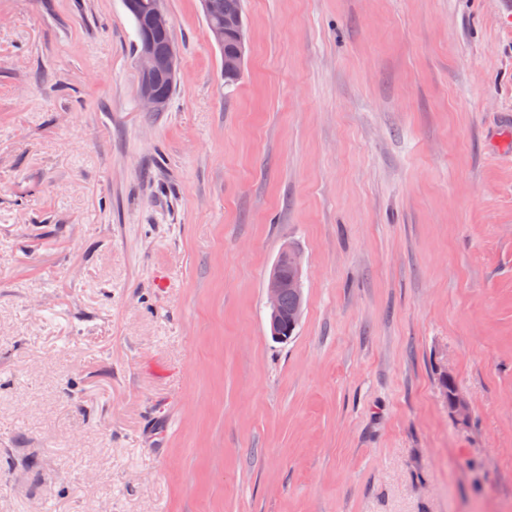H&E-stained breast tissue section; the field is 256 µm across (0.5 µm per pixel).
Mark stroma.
I'll list each match as a JSON object with an SVG mask.
<instances>
[{
  "label": "stroma",
  "mask_w": 512,
  "mask_h": 512,
  "mask_svg": "<svg viewBox=\"0 0 512 512\" xmlns=\"http://www.w3.org/2000/svg\"><path fill=\"white\" fill-rule=\"evenodd\" d=\"M166 7L0 0V512H512V0ZM203 4L204 14L209 18H222L224 15V26L212 29V37L217 46L224 50L227 43H231V50H227L224 55V72L231 75H224V82L227 85L235 83L241 77V69L245 53L246 34L243 21V4L242 0H201ZM225 7L230 10L227 11ZM238 14H235V13ZM205 16V17H206ZM205 18L207 28L211 33L213 25H217V20H209ZM238 71V72H237ZM234 73V74H233ZM170 26L171 19L167 10L159 4H154L148 14L147 22L142 23L140 27L139 43L135 46V54L139 45L136 56L139 77L138 98L141 109L145 112H162L174 92L175 77L169 81H161L155 88V91L166 101L154 91L158 81L173 76L177 72L180 61L179 44L171 40L167 45V34L156 37L153 43L152 32L164 30ZM303 261L301 254L292 246H282L266 282L269 330L274 338L282 336L283 327L295 329L304 311ZM292 296V304L284 306V297ZM443 390L448 399V413L457 420L464 421L469 416V407L466 398L455 384L450 372L443 374Z\"/></svg>",
  "instance_id": "35a3bbf8"
}]
</instances>
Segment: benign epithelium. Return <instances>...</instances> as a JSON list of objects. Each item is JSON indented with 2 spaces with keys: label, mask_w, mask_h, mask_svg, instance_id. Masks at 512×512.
<instances>
[{
  "label": "benign epithelium",
  "mask_w": 512,
  "mask_h": 512,
  "mask_svg": "<svg viewBox=\"0 0 512 512\" xmlns=\"http://www.w3.org/2000/svg\"><path fill=\"white\" fill-rule=\"evenodd\" d=\"M204 14L208 18H224V24L212 29V37L219 47L231 44L224 55V72L233 74L242 65L245 53L246 34L240 15L224 8V0H201ZM171 26L167 10L153 5L148 20L139 31V52L136 66L139 77L138 98L144 112H161L166 101L155 91L156 83L177 72L180 61L179 44L172 40L162 55L154 50L152 32ZM303 261L301 254L292 246H282L277 260L266 282L269 330L273 337H282L283 327L294 329L301 321L304 311ZM292 296V304L284 306V297ZM444 393L448 399V414L464 421L469 416L466 398L455 384L451 373L443 374Z\"/></svg>",
  "instance_id": "7a95c632"
}]
</instances>
